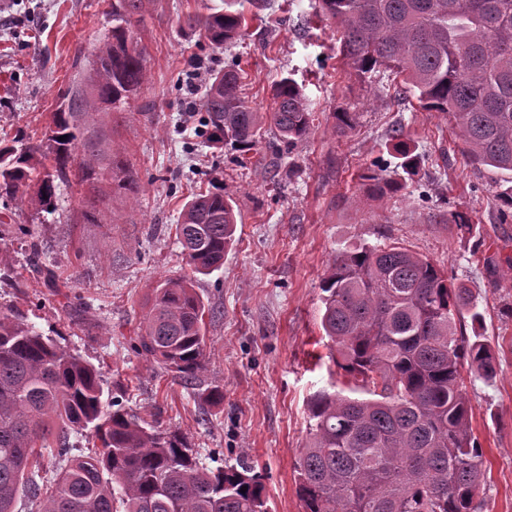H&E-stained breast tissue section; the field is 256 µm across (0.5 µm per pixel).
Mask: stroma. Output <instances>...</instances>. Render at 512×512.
<instances>
[{
	"mask_svg": "<svg viewBox=\"0 0 512 512\" xmlns=\"http://www.w3.org/2000/svg\"><path fill=\"white\" fill-rule=\"evenodd\" d=\"M221 4L155 0L135 29L148 70L139 98L88 123L117 148L138 193L99 201L74 174L53 212L0 200V254L12 269L0 280V303L32 310V323L99 368L106 387L124 385L129 407L188 434L204 465L248 457L271 512H303L294 464L308 438V402L323 389L351 388L321 328L322 278L344 251L406 246L477 301L476 331L499 372L492 383L468 384L471 428L488 462L490 510L512 512V223L499 220L503 174L469 162L447 116L418 109L385 74L360 79L347 70L332 27L312 23V0H260L245 36L215 49L182 21ZM111 28L112 0H0V137L21 129L44 140L62 92L84 86L91 53ZM233 62L243 97L260 112L273 107V83L292 74L314 114L312 136L290 149L267 133L245 156L200 138L189 105L200 101L209 70ZM342 111L358 120L337 133ZM397 129L420 156L419 172L399 192L368 197L361 174L394 176ZM217 178L239 217L223 266L198 279L208 308L203 380L224 388L223 403L211 405L130 344L151 289L188 272L176 224L192 193ZM452 211L468 214L474 235L458 233ZM13 224L30 225L38 254L10 233ZM47 269L55 287L45 284Z\"/></svg>",
	"mask_w": 512,
	"mask_h": 512,
	"instance_id": "obj_1",
	"label": "stroma"
}]
</instances>
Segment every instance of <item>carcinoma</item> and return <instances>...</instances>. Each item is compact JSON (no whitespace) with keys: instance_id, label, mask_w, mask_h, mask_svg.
Returning a JSON list of instances; mask_svg holds the SVG:
<instances>
[{"instance_id":"cac0c4a2","label":"carcinoma","mask_w":512,"mask_h":512,"mask_svg":"<svg viewBox=\"0 0 512 512\" xmlns=\"http://www.w3.org/2000/svg\"><path fill=\"white\" fill-rule=\"evenodd\" d=\"M153 0H112V30L86 77L91 92L69 89L52 113L46 146L24 131L0 143V199L19 210L47 209L72 163L93 189L111 181L133 190L125 169L103 167L105 148L84 136L92 115L120 108L147 81L146 51L133 27ZM243 0L185 16L213 48L247 28ZM315 15L336 25L342 64L384 72L398 94L441 112L473 163L512 172V0H316ZM234 67L210 75L200 110L206 141L248 153L268 125L292 148L314 131L303 88L286 75L274 107L257 112L242 98ZM65 140L60 141L58 137ZM400 167L420 166L400 134ZM384 197L405 188L361 175ZM500 219L512 221V179L501 187ZM237 205L224 189L195 195L177 235L192 274L152 289L132 349L202 387L206 304L197 276L224 264L235 241ZM321 327L337 368L357 396L321 390L308 405L309 440L296 461L304 512H486L484 451L470 425L466 381H493L499 365L488 342L469 337L477 322L470 291L432 260L383 244L336 256L322 281ZM100 442L83 450L78 438ZM247 491H241L242 487ZM0 512H269L262 475L246 457L215 469L200 464L187 436L162 429L118 396L105 398L99 370L28 313L0 304Z\"/></svg>"}]
</instances>
